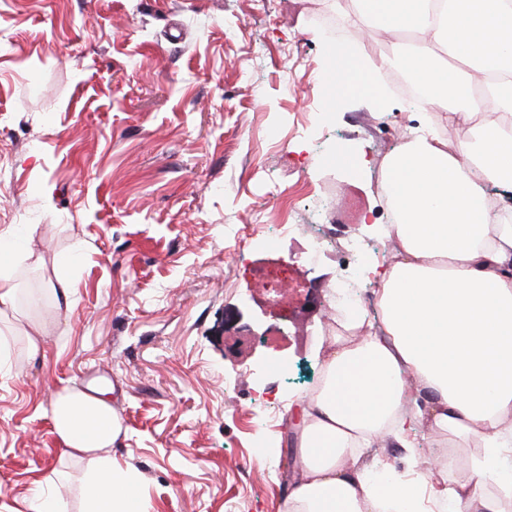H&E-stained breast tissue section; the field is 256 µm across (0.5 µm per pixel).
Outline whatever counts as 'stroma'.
I'll return each instance as SVG.
<instances>
[{
	"instance_id": "stroma-1",
	"label": "stroma",
	"mask_w": 512,
	"mask_h": 512,
	"mask_svg": "<svg viewBox=\"0 0 512 512\" xmlns=\"http://www.w3.org/2000/svg\"><path fill=\"white\" fill-rule=\"evenodd\" d=\"M332 44L296 0H0V263L20 283L73 282V310H32L44 350L15 344L0 377V512L67 468L47 408L63 389L108 388L117 467L142 512H276L295 477L302 396L321 380L328 296L360 281L341 234L369 256L393 242L378 155L399 146L401 108L329 97ZM340 155L366 166H337ZM357 195L367 223L321 226L269 246L274 225L308 221L328 191ZM301 281L286 307L256 271ZM412 453L377 442L361 462L439 482L429 426Z\"/></svg>"
}]
</instances>
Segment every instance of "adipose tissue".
<instances>
[{"label": "adipose tissue", "instance_id": "adipose-tissue-1", "mask_svg": "<svg viewBox=\"0 0 512 512\" xmlns=\"http://www.w3.org/2000/svg\"><path fill=\"white\" fill-rule=\"evenodd\" d=\"M354 0L361 21L393 40L392 58L436 88L388 157L396 220L384 227L398 257L369 268L380 325L362 308L331 326L319 388L301 401L296 481L278 512H383L373 470L380 438L412 450L429 422L433 445L470 448V474L415 490L402 474L399 512H512V0ZM13 271L0 270V370L10 337L41 349L19 312ZM65 459L87 462L82 512H134L133 477L116 467L118 420L108 391L65 390L49 409ZM65 472L35 484L27 512H71Z\"/></svg>", "mask_w": 512, "mask_h": 512}]
</instances>
